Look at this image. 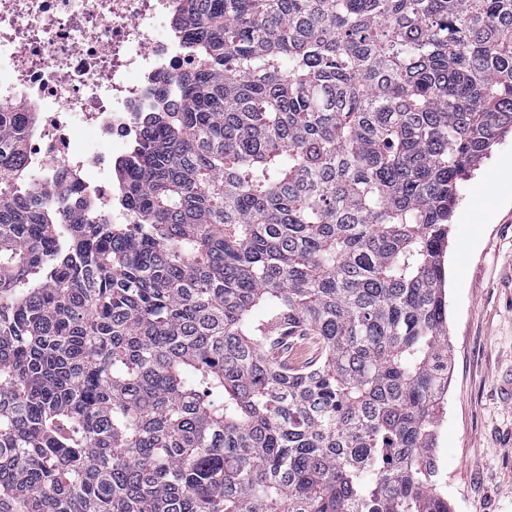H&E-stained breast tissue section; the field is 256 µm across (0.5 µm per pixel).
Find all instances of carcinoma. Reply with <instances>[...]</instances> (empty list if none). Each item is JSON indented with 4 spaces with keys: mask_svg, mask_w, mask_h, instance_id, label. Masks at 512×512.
<instances>
[{
    "mask_svg": "<svg viewBox=\"0 0 512 512\" xmlns=\"http://www.w3.org/2000/svg\"><path fill=\"white\" fill-rule=\"evenodd\" d=\"M132 221L24 204L0 110V512H451L444 245L512 0H177ZM317 339L283 368L290 340Z\"/></svg>",
    "mask_w": 512,
    "mask_h": 512,
    "instance_id": "1",
    "label": "carcinoma"
}]
</instances>
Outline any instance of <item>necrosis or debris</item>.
Listing matches in <instances>:
<instances>
[{
    "label": "necrosis or debris",
    "mask_w": 512,
    "mask_h": 512,
    "mask_svg": "<svg viewBox=\"0 0 512 512\" xmlns=\"http://www.w3.org/2000/svg\"><path fill=\"white\" fill-rule=\"evenodd\" d=\"M176 0H0V106L30 114L25 164L30 198L98 215L128 211L112 165L141 133L161 74L192 60L158 37Z\"/></svg>",
    "instance_id": "4bbe7bcc"
}]
</instances>
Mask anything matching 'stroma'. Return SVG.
Listing matches in <instances>:
<instances>
[{"instance_id":"1","label":"stroma","mask_w":512,"mask_h":512,"mask_svg":"<svg viewBox=\"0 0 512 512\" xmlns=\"http://www.w3.org/2000/svg\"><path fill=\"white\" fill-rule=\"evenodd\" d=\"M448 394L436 431L452 512H512V134L462 180L444 253Z\"/></svg>"}]
</instances>
